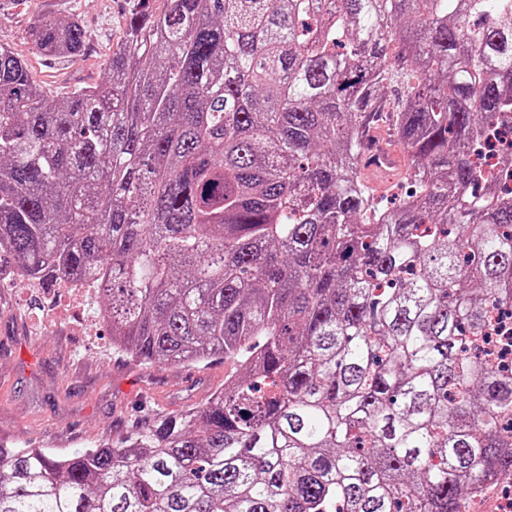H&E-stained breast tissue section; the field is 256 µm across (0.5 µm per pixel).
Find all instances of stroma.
I'll list each match as a JSON object with an SVG mask.
<instances>
[{
  "label": "stroma",
  "instance_id": "stroma-1",
  "mask_svg": "<svg viewBox=\"0 0 512 512\" xmlns=\"http://www.w3.org/2000/svg\"><path fill=\"white\" fill-rule=\"evenodd\" d=\"M140 3L163 8V0H68L87 32L86 52L72 63L44 57L28 38L49 0H0V42L56 97L102 81L127 15ZM49 306V298L26 300L0 281V438L17 446L93 448L126 431L132 407H147L152 417L177 414L203 404L224 381L220 360L194 368L138 364L113 354L109 335L88 341L62 320L35 326V314Z\"/></svg>",
  "mask_w": 512,
  "mask_h": 512
}]
</instances>
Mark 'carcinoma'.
Segmentation results:
<instances>
[{
  "mask_svg": "<svg viewBox=\"0 0 512 512\" xmlns=\"http://www.w3.org/2000/svg\"><path fill=\"white\" fill-rule=\"evenodd\" d=\"M31 38L87 44L54 10ZM107 71L53 99L0 43V267L95 289L123 358L237 369L99 448L0 441V512H463L512 476V197L475 164L512 0H165ZM402 160L403 154L397 147L394 145L388 146L385 142H381L380 140L374 144L371 152L368 154L364 172L376 177L377 182L380 181L378 178V173L385 174L387 169L390 168H392L393 171L383 180L385 185L383 189H378L374 186L377 190V193L369 186L375 196L378 198L384 196V203H386L385 199L388 201L392 195H399L402 192L398 176L399 170H393L401 166Z\"/></svg>",
  "mask_w": 512,
  "mask_h": 512,
  "instance_id": "1",
  "label": "carcinoma"
}]
</instances>
